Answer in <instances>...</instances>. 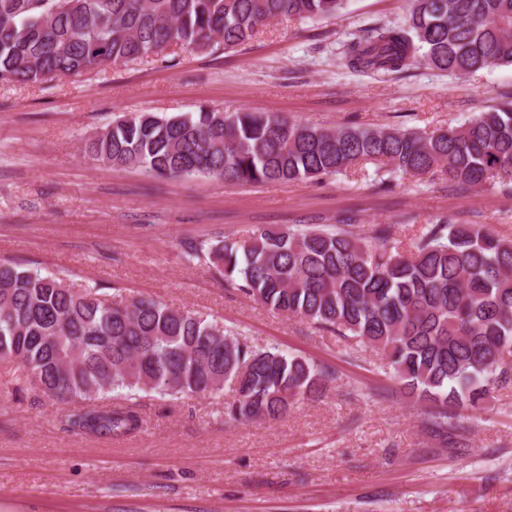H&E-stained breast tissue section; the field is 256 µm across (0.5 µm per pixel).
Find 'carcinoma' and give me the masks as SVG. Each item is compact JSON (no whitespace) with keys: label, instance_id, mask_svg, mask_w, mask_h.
Listing matches in <instances>:
<instances>
[{"label":"carcinoma","instance_id":"cac0c4a2","mask_svg":"<svg viewBox=\"0 0 512 512\" xmlns=\"http://www.w3.org/2000/svg\"><path fill=\"white\" fill-rule=\"evenodd\" d=\"M0 0V80L41 83L109 64L245 45L272 21L336 16L346 0ZM424 61L455 76L512 64V0H409L405 23L353 38L347 67L375 77ZM94 159L153 176L230 185L318 180L360 163L390 173L440 172L461 186L512 184V104L439 132L375 125L324 128L274 112H132L85 143ZM355 215L333 231L262 226L244 240L191 245L189 263L222 267L224 284L279 313L382 354L410 393L429 403L442 441L466 444L461 411L485 409L512 381V239L441 216L404 242L396 224L360 236ZM0 362L71 407L70 428L96 437L139 432L140 392L237 399L224 416L277 421L322 396L336 372L260 350L215 321L156 300L107 303L65 279L0 264Z\"/></svg>","mask_w":512,"mask_h":512}]
</instances>
